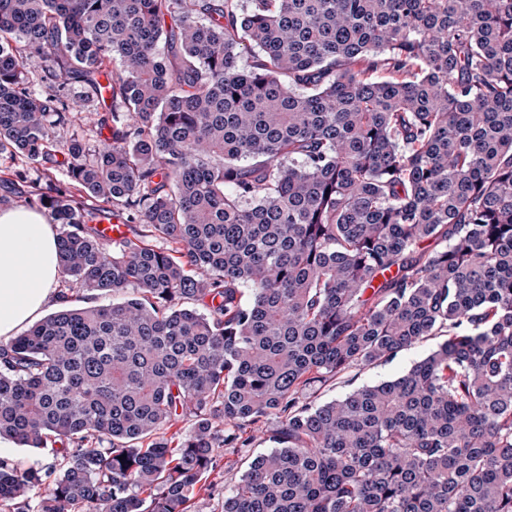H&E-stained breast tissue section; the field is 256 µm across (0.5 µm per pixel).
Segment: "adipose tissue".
Instances as JSON below:
<instances>
[{
	"label": "adipose tissue",
	"instance_id": "ef3b65f1",
	"mask_svg": "<svg viewBox=\"0 0 512 512\" xmlns=\"http://www.w3.org/2000/svg\"><path fill=\"white\" fill-rule=\"evenodd\" d=\"M59 277L57 239L47 217L0 211V339L35 321Z\"/></svg>",
	"mask_w": 512,
	"mask_h": 512
}]
</instances>
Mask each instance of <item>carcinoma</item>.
<instances>
[{
	"label": "carcinoma",
	"mask_w": 512,
	"mask_h": 512,
	"mask_svg": "<svg viewBox=\"0 0 512 512\" xmlns=\"http://www.w3.org/2000/svg\"><path fill=\"white\" fill-rule=\"evenodd\" d=\"M67 82L110 104L61 137ZM0 154L64 283L0 342V438L63 464L0 512H190L268 420L223 512H512V0H0ZM18 163L23 164L24 168L27 170L29 179L32 181H35V179H40L42 172L40 166L36 163H26L22 160H15L14 158H10L9 156H0V180L2 183L6 180H14V172ZM446 337L435 336L419 344L412 345L398 353L393 359L378 365L352 369L340 379H330L323 383L311 396L317 404L343 397L362 386L374 385L396 379L405 374L413 365L424 359Z\"/></svg>",
	"instance_id": "obj_1"
}]
</instances>
